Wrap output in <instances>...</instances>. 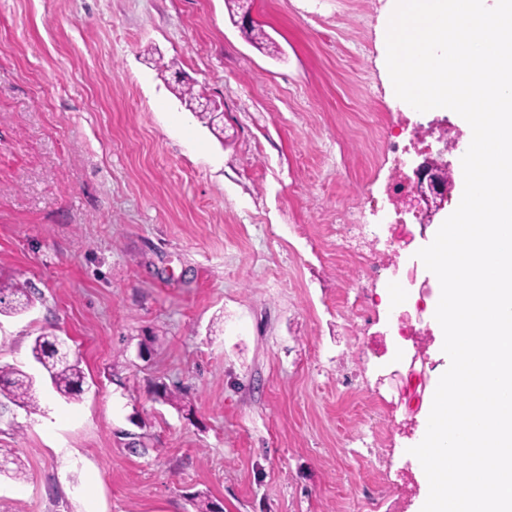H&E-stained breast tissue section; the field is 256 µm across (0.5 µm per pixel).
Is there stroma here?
Listing matches in <instances>:
<instances>
[{
	"instance_id": "stroma-1",
	"label": "stroma",
	"mask_w": 512,
	"mask_h": 512,
	"mask_svg": "<svg viewBox=\"0 0 512 512\" xmlns=\"http://www.w3.org/2000/svg\"><path fill=\"white\" fill-rule=\"evenodd\" d=\"M389 0H248L279 47L252 46L225 0H0V364L36 378L38 410L0 401V512H420L411 447L390 423L400 357L383 287L350 305L359 261L336 215L373 225L394 181L384 147L457 113L400 100L378 34ZM208 99L206 126L176 96ZM64 340L86 377L53 389L30 354ZM356 378L353 387L344 375ZM180 399H158L156 384ZM375 487L364 498L363 482ZM31 287L27 284L23 283H10L7 285H2L0 283V305L3 303L5 304V298L6 297H13L11 300L12 303H15L14 305L7 304V308L4 310L2 309V306H0V314L2 313H8L5 312V310H9V313H18L21 311H25L30 306L32 300H31Z\"/></svg>"
}]
</instances>
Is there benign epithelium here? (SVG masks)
I'll list each match as a JSON object with an SVG mask.
<instances>
[{
	"label": "benign epithelium",
	"mask_w": 512,
	"mask_h": 512,
	"mask_svg": "<svg viewBox=\"0 0 512 512\" xmlns=\"http://www.w3.org/2000/svg\"><path fill=\"white\" fill-rule=\"evenodd\" d=\"M437 142L442 144L436 152L419 153L420 160L413 168L416 177L415 194L410 203L420 223L425 219L435 217L448 206L451 195L449 173L452 171L448 161V138L440 136Z\"/></svg>",
	"instance_id": "benign-epithelium-1"
}]
</instances>
